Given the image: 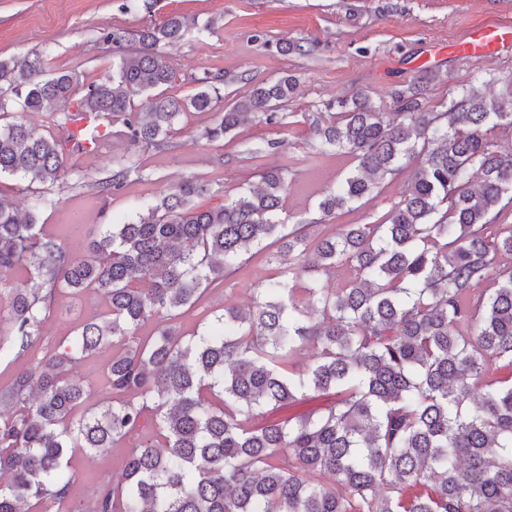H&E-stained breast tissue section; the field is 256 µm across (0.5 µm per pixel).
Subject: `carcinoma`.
I'll list each match as a JSON object with an SVG mask.
<instances>
[{
    "mask_svg": "<svg viewBox=\"0 0 512 512\" xmlns=\"http://www.w3.org/2000/svg\"><path fill=\"white\" fill-rule=\"evenodd\" d=\"M188 29L177 13L152 21L134 52L126 29L102 33L118 63L77 100L78 74L48 72L38 53L0 59L11 92L0 94V272H24L0 278L10 295L0 356L29 355L63 294L94 293L106 307L0 392V512L66 502L76 450L102 454L135 435L122 479L99 481L92 509L69 512H512V271L495 272L512 255V225L497 223V207L512 204V98L470 89L435 112L426 91L439 73L425 69L392 91L393 112L360 93L314 118L319 147L352 161L321 195L317 223L409 172L378 224L310 239L308 225L282 218L289 169L278 164L212 207L194 204L208 183L182 180L73 244L39 223L60 206L46 188L80 138L38 132L14 104L62 128L90 117L120 126L135 149L163 148L189 111L222 99L223 76L208 73L187 98L163 90L174 78L166 48ZM295 87L289 73L253 85L202 136L232 140L252 117L283 125ZM139 168L134 154L112 160L98 192L120 191ZM6 179L40 189L30 209L18 211ZM268 240L274 277L183 334L180 316ZM341 271L340 287H319ZM109 347L108 396L92 403L75 371ZM314 398L319 406L282 414Z\"/></svg>",
    "mask_w": 512,
    "mask_h": 512,
    "instance_id": "cac0c4a2",
    "label": "carcinoma"
}]
</instances>
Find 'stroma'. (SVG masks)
<instances>
[{"label":"stroma","mask_w":512,"mask_h":512,"mask_svg":"<svg viewBox=\"0 0 512 512\" xmlns=\"http://www.w3.org/2000/svg\"><path fill=\"white\" fill-rule=\"evenodd\" d=\"M149 10L125 12L123 0H0V58L45 54L53 71L77 73L88 83L111 73L117 58L101 39L113 27L139 31L149 20L171 13L193 18L183 41L169 51L175 77L168 91L186 98L203 74L224 77L223 110L256 82L292 74L297 89L284 111L290 123L273 127L247 122L233 140L208 141L201 136L214 112H189L175 137L162 150L141 151V171L131 174L121 191L105 197L95 183L106 177L109 158L128 149L113 133L101 149L73 156L72 166L50 188L60 207L44 212L41 223L67 234L71 225L94 230L117 223L150 201L162 187L186 178L210 181L204 206L223 203L246 183H258L269 163L257 149L271 139L284 140L280 162L288 164L291 191L285 210L290 223L310 222L319 237L331 233L317 223L321 190L334 187L350 166L346 155L319 153L310 136L309 116L332 112L339 100L366 94L372 103L394 111L393 89L415 80L424 68L445 79L431 85L427 104L437 108L462 89H481L489 98L512 96V46L488 60L477 61L448 52L449 44L473 28L512 25V0H148ZM217 28H210V21ZM282 38L302 41L307 51L284 55L275 44ZM403 179L386 183L382 193L339 216L342 224H369L382 219L399 201ZM274 268L262 256L250 258L242 271L211 290L203 307L180 319L185 333L203 330L213 309L243 303L251 288L270 278ZM124 449L87 457L76 453L74 500L90 502L95 484L119 479Z\"/></svg>","instance_id":"obj_1"}]
</instances>
